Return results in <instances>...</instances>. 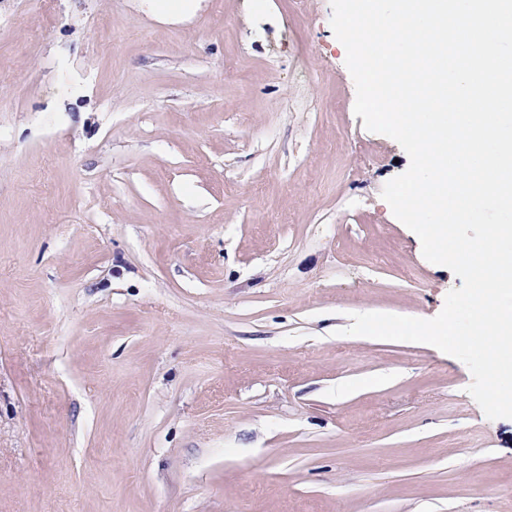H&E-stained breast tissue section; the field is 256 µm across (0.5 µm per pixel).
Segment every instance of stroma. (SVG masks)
<instances>
[{
  "label": "stroma",
  "mask_w": 512,
  "mask_h": 512,
  "mask_svg": "<svg viewBox=\"0 0 512 512\" xmlns=\"http://www.w3.org/2000/svg\"><path fill=\"white\" fill-rule=\"evenodd\" d=\"M184 2L0 0V512H512L468 367L345 332L462 280L330 0Z\"/></svg>",
  "instance_id": "1"
}]
</instances>
